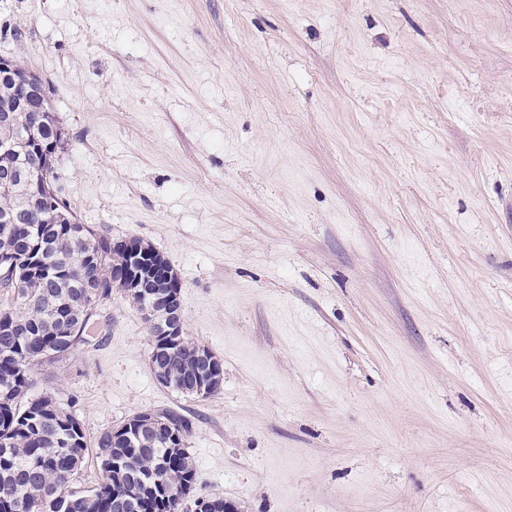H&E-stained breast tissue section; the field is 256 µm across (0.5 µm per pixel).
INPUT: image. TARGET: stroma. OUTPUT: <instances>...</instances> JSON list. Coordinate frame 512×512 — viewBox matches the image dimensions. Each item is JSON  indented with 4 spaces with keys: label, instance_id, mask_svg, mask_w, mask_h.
Instances as JSON below:
<instances>
[{
    "label": "stroma",
    "instance_id": "35a3bbf8",
    "mask_svg": "<svg viewBox=\"0 0 512 512\" xmlns=\"http://www.w3.org/2000/svg\"><path fill=\"white\" fill-rule=\"evenodd\" d=\"M1 54L79 223L160 251L224 365L160 385L116 290L32 394L91 442L182 413L236 512H512V0H0Z\"/></svg>",
    "mask_w": 512,
    "mask_h": 512
}]
</instances>
